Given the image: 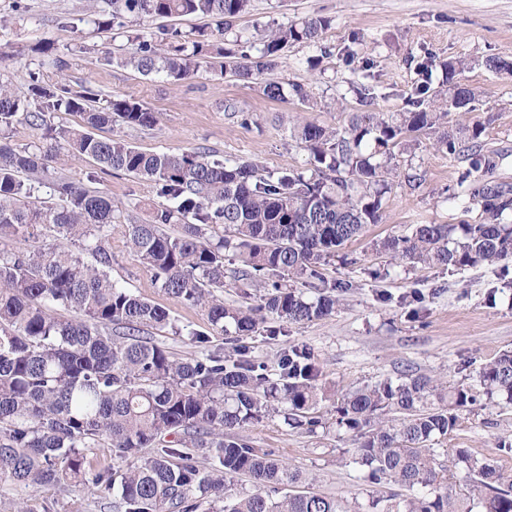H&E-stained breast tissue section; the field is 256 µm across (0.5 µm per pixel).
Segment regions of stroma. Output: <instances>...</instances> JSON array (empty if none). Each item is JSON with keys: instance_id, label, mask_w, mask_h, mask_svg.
<instances>
[{"instance_id": "1", "label": "stroma", "mask_w": 512, "mask_h": 512, "mask_svg": "<svg viewBox=\"0 0 512 512\" xmlns=\"http://www.w3.org/2000/svg\"><path fill=\"white\" fill-rule=\"evenodd\" d=\"M16 14L14 0H0V16L10 25L0 30V79L18 95L27 93V71L41 67L54 76L53 59L33 53L48 40L61 47L93 46L90 54L70 56L72 88L88 85L103 94L130 95L157 117L153 127L112 131L150 152L209 151L214 159L249 160L266 170L305 166L309 153L291 135V124L311 119L327 128L347 125L360 106L354 90L371 87V111H403L417 86L439 90L441 62L467 56L477 66L464 71L463 83L483 93L484 108L463 115L470 123L493 115L481 137L496 156V182L512 187V77L480 66V59L512 60V0H253L238 23L251 30L309 17L331 18L320 44L286 46L274 76L306 84L318 106L303 112L296 101L268 99L258 80L234 72L211 74L174 84L103 63L114 42L110 32L83 24L61 26L57 16L75 12L81 0H24ZM397 171L383 201L381 223L368 225L358 240L333 257L326 275L350 280L335 314L288 324L278 336L261 332L246 340L253 356L276 370L282 348L310 347L322 370L326 394L318 406L323 425L316 433L288 426L272 413L250 425L243 437L250 447L275 454L309 475L311 491L348 505L364 506L371 487L360 481L353 462L357 441L337 426L336 403L347 391L400 374L422 375L446 385L479 389L478 373L487 360L512 351V273L482 264L465 270L410 265L391 260L375 244L389 235L410 232L417 224H458L465 215L457 192L459 164L422 136L397 152ZM67 176L85 182L96 173L97 186L120 210L138 211L153 194L134 176L98 172L89 159L62 157ZM112 277L134 293L166 307L177 325L209 333L211 348L232 353L224 335L212 331L204 313L151 287L137 258L121 239L112 241ZM512 404L486 401L465 408L460 425L446 442L475 457L512 469ZM116 490L89 489L72 483L32 491L0 479V512H113Z\"/></svg>"}]
</instances>
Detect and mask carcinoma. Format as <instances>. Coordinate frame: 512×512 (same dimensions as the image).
Returning <instances> with one entry per match:
<instances>
[{"label": "carcinoma", "mask_w": 512, "mask_h": 512, "mask_svg": "<svg viewBox=\"0 0 512 512\" xmlns=\"http://www.w3.org/2000/svg\"><path fill=\"white\" fill-rule=\"evenodd\" d=\"M252 0H88L82 14L123 37L128 50L105 57L109 65L143 76L186 80L201 64L231 68L243 79L264 80L272 100L317 106L309 87L268 78L288 44H316L327 17L272 24L246 37L236 22ZM196 16L210 23L153 33L133 23ZM57 79L28 72L21 98L0 81V135L17 124L41 131L42 143L16 149L0 144V477L37 490L75 481L118 489L123 512H347L339 501L308 492H282L308 478L258 454L240 430L276 411L310 433L322 425L321 371L304 346L290 345L278 359V378L249 349L235 357L208 348L209 337L188 332L200 355L178 358L156 332H178L167 308L112 280V234L149 273L152 287L201 309L211 327L239 340L284 324L332 315L350 282H329L325 266L370 224L382 221L392 189L395 149L423 134L435 148L466 163L458 184H468L465 212L473 221L418 224L388 236L378 249L413 265L461 270L512 261V189L494 180L495 158L482 152L486 124L458 123L451 111L473 112L480 93L458 80L473 61L443 63L445 88L430 96L422 86L395 115H355L342 129L303 121L294 136L309 152L307 167L264 175L258 164L211 160L206 151L146 152L119 135L93 131L117 122L128 129L155 125L156 115L125 95L106 96L67 83L65 60ZM56 112L81 116L77 126L56 124ZM93 160L100 171L144 180L169 201L139 221L114 208L112 197L79 186L58 171L60 151ZM49 197L41 198L42 190ZM35 246L16 250L12 242ZM91 255L90 263L85 255ZM239 257L241 288L265 290L255 305L227 306L221 292L225 260ZM301 282L316 291L307 298ZM74 312L67 317L60 310ZM483 394L512 403V352L479 371ZM464 385L443 386L406 374L351 390L336 406V423L359 436L354 463L360 480L397 485L406 495L371 497L363 512H512V473L497 470L465 448H435L459 425V411L476 403ZM115 448L139 462L107 473L86 467V451ZM152 452L142 454L143 449ZM208 452L202 472L196 450ZM464 473V492L448 489V472ZM245 476L248 493L230 494L226 479Z\"/></svg>", "instance_id": "carcinoma-1"}]
</instances>
